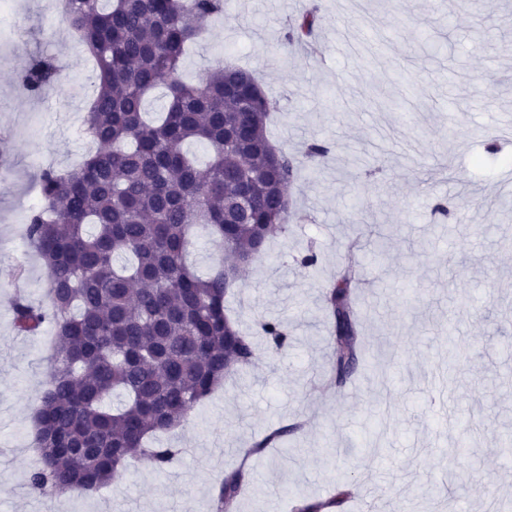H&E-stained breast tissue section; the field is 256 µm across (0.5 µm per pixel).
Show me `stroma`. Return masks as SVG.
Segmentation results:
<instances>
[{
    "mask_svg": "<svg viewBox=\"0 0 512 512\" xmlns=\"http://www.w3.org/2000/svg\"><path fill=\"white\" fill-rule=\"evenodd\" d=\"M56 0H14L23 35L0 48V512H214L225 471L244 465L236 512H290L293 493L326 497L355 483L345 512H487L512 500V0H233L182 61L197 82L230 64L253 69L276 108L271 141L296 159L284 235L228 294L240 329L280 320L288 349L258 343L235 383L197 404L162 435L180 454L166 474L137 462L98 491L61 499L27 486L32 416L51 369L50 334L19 336L8 300L42 299L46 269L25 238L19 204L40 171L76 164L91 68ZM310 42L284 45L287 22L309 5ZM56 57V87L27 95L31 57ZM326 158L307 157L313 141ZM447 203L440 215L438 203ZM354 222H346L348 209ZM387 239L357 290L366 357L341 388L318 376L332 356L321 293L352 240ZM319 257L304 268L307 249ZM469 350L447 383L448 338ZM301 430L257 455L270 428ZM469 468L472 480L449 486Z\"/></svg>",
    "mask_w": 512,
    "mask_h": 512,
    "instance_id": "obj_1",
    "label": "stroma"
}]
</instances>
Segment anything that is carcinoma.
<instances>
[{
    "mask_svg": "<svg viewBox=\"0 0 512 512\" xmlns=\"http://www.w3.org/2000/svg\"><path fill=\"white\" fill-rule=\"evenodd\" d=\"M65 19L96 64L83 116L96 144L77 165L38 177L41 205L26 221L29 248L46 271L49 304L19 298L13 326L21 336L46 327L53 367L34 415L38 492L94 491L134 462L167 470L178 450L147 447L174 430L216 387L249 365L253 343L225 306L224 262L202 276L186 262L192 228L209 231L219 251L243 266L264 255L288 223L282 201L294 172L288 151L266 133L272 103L253 72L207 71L196 83L180 75L186 48L224 0H67ZM314 12L295 19L289 42L311 35ZM48 54L32 57L21 81L39 95L58 81ZM161 92L163 110L147 99ZM206 143L199 162L186 150ZM358 246L324 293L334 346L326 383L343 386L363 361L354 307ZM261 335L280 351L288 334L262 318ZM280 426L256 440L257 454L298 431ZM246 477L224 474L216 512H228ZM297 494L291 512H324Z\"/></svg>",
    "mask_w": 512,
    "mask_h": 512,
    "instance_id": "cac0c4a2",
    "label": "carcinoma"
}]
</instances>
